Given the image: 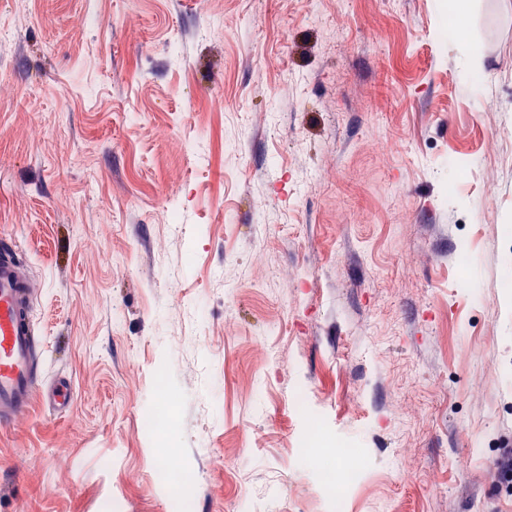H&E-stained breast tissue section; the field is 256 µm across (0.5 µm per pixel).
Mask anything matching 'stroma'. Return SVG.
<instances>
[{"label":"stroma","mask_w":512,"mask_h":512,"mask_svg":"<svg viewBox=\"0 0 512 512\" xmlns=\"http://www.w3.org/2000/svg\"><path fill=\"white\" fill-rule=\"evenodd\" d=\"M466 5L0 0V235L72 388L0 425V512H512V0Z\"/></svg>","instance_id":"stroma-1"}]
</instances>
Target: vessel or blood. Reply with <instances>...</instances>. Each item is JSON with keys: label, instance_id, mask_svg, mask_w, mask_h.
Masks as SVG:
<instances>
[{"label": "vessel or blood", "instance_id": "obj_1", "mask_svg": "<svg viewBox=\"0 0 512 512\" xmlns=\"http://www.w3.org/2000/svg\"><path fill=\"white\" fill-rule=\"evenodd\" d=\"M33 286L11 243L0 244V424L28 412L39 385L32 370L35 345L29 303Z\"/></svg>", "mask_w": 512, "mask_h": 512}]
</instances>
